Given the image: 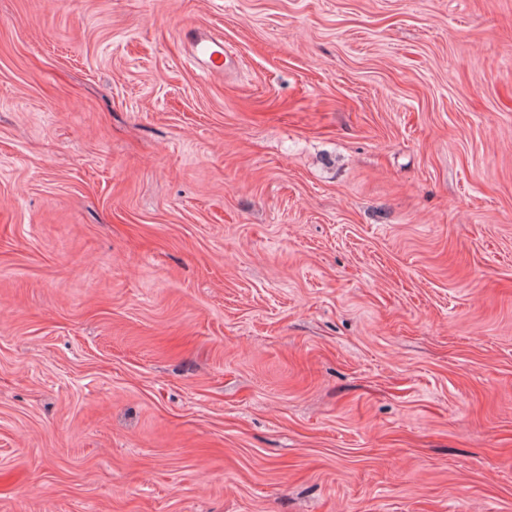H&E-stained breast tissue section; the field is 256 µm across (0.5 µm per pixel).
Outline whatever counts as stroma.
I'll use <instances>...</instances> for the list:
<instances>
[{
    "instance_id": "obj_1",
    "label": "stroma",
    "mask_w": 512,
    "mask_h": 512,
    "mask_svg": "<svg viewBox=\"0 0 512 512\" xmlns=\"http://www.w3.org/2000/svg\"><path fill=\"white\" fill-rule=\"evenodd\" d=\"M0 512H512V0H0ZM184 37L193 55L200 61L205 75L216 76L223 72L224 62L227 65L223 42L196 28L186 30Z\"/></svg>"
}]
</instances>
